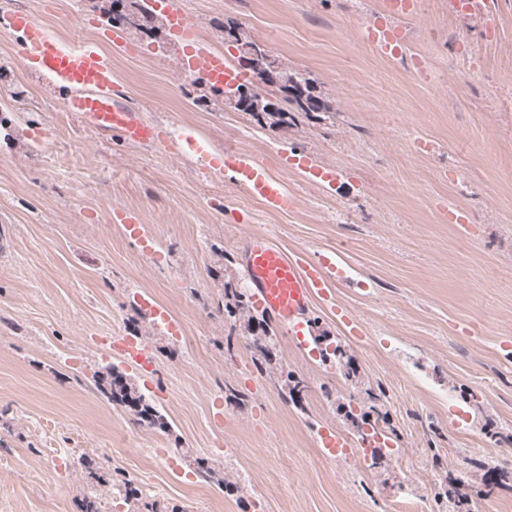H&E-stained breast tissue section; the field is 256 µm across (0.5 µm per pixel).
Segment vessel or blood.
I'll return each mask as SVG.
<instances>
[{
    "instance_id": "b4317fda",
    "label": "vessel or blood",
    "mask_w": 512,
    "mask_h": 512,
    "mask_svg": "<svg viewBox=\"0 0 512 512\" xmlns=\"http://www.w3.org/2000/svg\"><path fill=\"white\" fill-rule=\"evenodd\" d=\"M157 7L165 11L172 35L189 49L182 61L184 70L201 72L218 89L238 83L239 74L225 64L223 56L198 46L196 26L189 17L170 0H159ZM0 26L19 33L22 65L36 69L59 90L62 111L76 113L98 134L119 138L130 146H170L171 137L163 126L144 119L125 86L113 79L112 61L97 43L58 41L37 18L15 10L0 13ZM195 152L202 167L231 172L236 186L261 200L268 210L286 212L295 207V198L251 155L228 154L219 161L202 144L196 145ZM286 165L302 169L312 181L332 180L330 171L307 158L292 157ZM241 264L257 306L287 326L291 335H304L309 306L317 299L334 310L351 335H358L354 320L337 308L329 288L337 270L331 259L310 261L286 255L269 234L257 233L246 240Z\"/></svg>"
}]
</instances>
